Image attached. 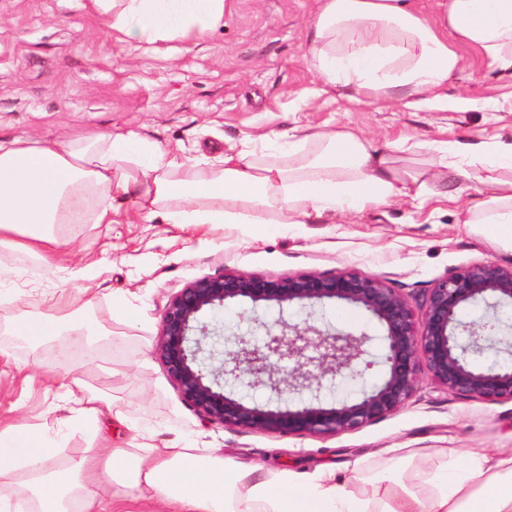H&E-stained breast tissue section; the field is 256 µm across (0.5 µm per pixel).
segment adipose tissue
Here are the masks:
<instances>
[{"label":"adipose tissue","mask_w":512,"mask_h":512,"mask_svg":"<svg viewBox=\"0 0 512 512\" xmlns=\"http://www.w3.org/2000/svg\"><path fill=\"white\" fill-rule=\"evenodd\" d=\"M303 57L318 82L368 104L395 102L420 110L471 109L473 100L444 89L460 58L453 41L473 46L488 66L512 75V0H435L424 13L413 0H317ZM106 17L113 38L138 50L180 40L198 42L224 17L227 0H90ZM287 165L261 161L252 140L219 163L201 167L179 151L161 149L147 136L98 133L84 146L37 140H0V247L26 254L51 270L60 261L66 224L115 223L119 205L134 200L145 221L181 226L305 224L325 214L356 215L409 200L423 208L451 200L448 172L475 180L486 198L467 209L480 225L512 248V142L429 143L431 167L400 169L388 149L350 129L295 127L277 135ZM80 295L60 290L40 315L16 309L17 335L36 344L69 327L80 336L103 330ZM65 398L71 420L89 435L91 448L69 466L52 465L55 450L42 431L25 423L0 427V512H127L113 486L164 512H512V448H476L463 460L431 472L420 494L405 473L419 454L403 448L379 472L373 497L350 490L327 468L310 478L270 471L164 443L128 422V447H113L102 431L108 417L122 419L105 391L74 378ZM23 472L24 483L5 482Z\"/></svg>","instance_id":"ef3b65f1"}]
</instances>
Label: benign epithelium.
I'll list each match as a JSON object with an SVG mask.
<instances>
[{"instance_id": "1", "label": "benign epithelium", "mask_w": 512, "mask_h": 512, "mask_svg": "<svg viewBox=\"0 0 512 512\" xmlns=\"http://www.w3.org/2000/svg\"><path fill=\"white\" fill-rule=\"evenodd\" d=\"M512 301V266L494 262L461 267L435 282L415 317L410 302L380 276L353 270L316 272L267 279L226 272L195 280L173 294L164 308L154 355L180 401L212 424L263 433L336 435L355 431L402 409L425 374L441 389L463 399L512 403V366L477 367L472 353L498 350L502 339L486 326L462 321L473 305L496 308ZM313 302L347 303L368 313L380 326L384 374L379 384L354 402L331 408L312 403L296 409L250 404L224 391V382L265 386L284 397L301 389L320 392L323 381L348 369L354 377L374 366L368 347L373 337L361 331L331 332L283 319L265 329L261 340L234 337V348L219 365H205L201 354L218 326L203 321L229 306Z\"/></svg>"}]
</instances>
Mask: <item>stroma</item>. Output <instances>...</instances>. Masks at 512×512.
<instances>
[{
	"instance_id": "35a3bbf8",
	"label": "stroma",
	"mask_w": 512,
	"mask_h": 512,
	"mask_svg": "<svg viewBox=\"0 0 512 512\" xmlns=\"http://www.w3.org/2000/svg\"><path fill=\"white\" fill-rule=\"evenodd\" d=\"M87 0H0V137L66 144L94 133L135 131L162 148L217 161L246 136L282 133L294 126H348L378 147L400 137L418 150L401 154L399 167L427 169V143L512 139V77L489 67L477 50L454 42L460 69L448 80L449 96L475 100L473 109L409 111L349 100L322 91L303 58L317 0H230L219 26L199 43L172 41L164 53L131 51L114 41L105 17ZM458 202L414 209L395 202L356 216H321L306 224H228L193 231L146 223L123 203L122 224H75L64 231L61 268L44 271L22 255L0 250L7 274L0 286L16 292L34 314L48 310L59 288H83L105 328L93 348L96 365H58L51 341L32 345L12 331L14 308L0 305V418L39 426L67 465L88 440L67 421L61 398L73 377L111 393L114 405L155 432L157 439L227 458L261 460L273 470L312 474L326 464L361 460L353 488L371 496L374 477L392 464L393 448H419L407 472L426 492L425 478L444 455L463 448H512V403L460 399L422 380L395 414L361 429L331 436L268 434L213 425L178 398L153 354L168 298L187 283L236 270L268 279L345 269L383 277L421 311L435 282L456 269L493 261L512 264V249L461 221L462 208L481 202L475 183L452 177ZM96 262L91 279L69 270ZM336 331L379 328L360 308L340 320L332 304L308 310L292 304L252 308L240 303L220 313L226 334H258L252 313ZM381 367L353 379L326 380L323 406L354 400L376 383Z\"/></svg>"
}]
</instances>
